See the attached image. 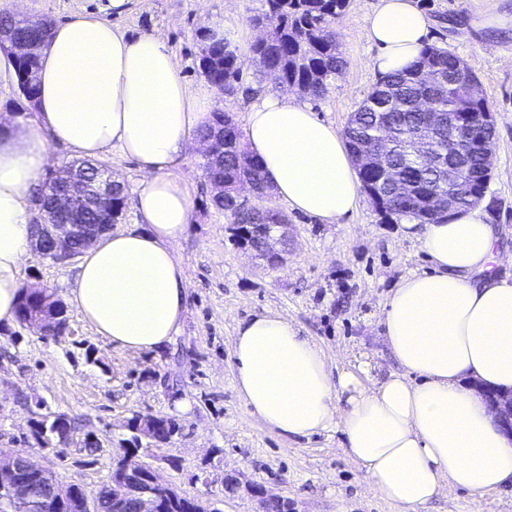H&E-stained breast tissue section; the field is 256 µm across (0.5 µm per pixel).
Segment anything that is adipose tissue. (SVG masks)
Wrapping results in <instances>:
<instances>
[{
	"label": "adipose tissue",
	"instance_id": "adipose-tissue-1",
	"mask_svg": "<svg viewBox=\"0 0 512 512\" xmlns=\"http://www.w3.org/2000/svg\"><path fill=\"white\" fill-rule=\"evenodd\" d=\"M430 20L415 0H379L365 19L383 73L412 65ZM36 117H0V323L17 319L21 267L32 255L28 190L53 146L134 159L139 227L102 235L81 257L71 291L98 336L127 352L159 353L181 328L186 283L175 247L193 201L182 168L210 120L207 87L190 89L159 38L129 36L88 13L54 27L41 52ZM244 143L273 192L324 224L358 206L360 183L336 127L290 93L259 100ZM429 271L402 277L383 310L397 368L373 385L333 373L323 350L278 314L238 321L235 388L251 416L286 437L341 424L370 490L417 512L456 489L482 498L512 483V438L484 399L512 392V276L498 274L497 230L482 208L426 224Z\"/></svg>",
	"mask_w": 512,
	"mask_h": 512
}]
</instances>
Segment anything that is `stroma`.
I'll list each match as a JSON object with an SVG mask.
<instances>
[{
	"label": "stroma",
	"mask_w": 512,
	"mask_h": 512,
	"mask_svg": "<svg viewBox=\"0 0 512 512\" xmlns=\"http://www.w3.org/2000/svg\"><path fill=\"white\" fill-rule=\"evenodd\" d=\"M432 24L428 44L467 62L491 108L496 147L491 180L481 205L499 233L504 258L499 274H512V0H416ZM378 0H349L334 30L345 66L327 95L310 101L316 116L344 130L352 112L379 79L371 61L377 49L364 20ZM262 0H129L117 14L110 0H0L16 18L63 22L96 13L128 35L152 34L174 53L191 88L206 78L200 68L205 34L223 26L238 48L244 91L216 93L215 108L245 125L256 96L279 92L257 81L249 46L260 36L250 18ZM498 17L510 25H495ZM191 151L182 171L190 183L192 217L176 247L186 288L182 328L161 355L112 347L77 312L69 334L32 335L19 324H0V448L28 453L64 484L92 490L108 482L116 457L132 444L128 423L138 414L175 416L181 430L170 442L142 441L140 461L159 467L169 485L196 497L206 512H265L268 501L288 512H400L370 492L347 454L340 427L307 438H286L251 417L235 390L232 343L238 321L272 311L294 321L322 348L334 372H359L373 383L396 365L381 341L385 301L399 280L430 267L421 243L403 221L380 213L361 195L353 214L337 224L289 211L292 245L286 263L268 268L232 241V226L211 201L214 190ZM76 263L59 265L32 254L21 270L37 285L69 300ZM189 412L173 415L177 401ZM63 414L71 443L44 444L34 431L35 410ZM98 438V456L83 449ZM233 476L234 491L224 487ZM421 512H512V485L474 500L465 490L439 495Z\"/></svg>",
	"instance_id": "stroma-1"
}]
</instances>
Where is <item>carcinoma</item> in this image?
Here are the masks:
<instances>
[{"instance_id":"obj_1","label":"carcinoma","mask_w":512,"mask_h":512,"mask_svg":"<svg viewBox=\"0 0 512 512\" xmlns=\"http://www.w3.org/2000/svg\"><path fill=\"white\" fill-rule=\"evenodd\" d=\"M349 0H266L268 10L255 16L260 23L266 17L277 24L275 36L267 41L250 45V52L258 71L268 74L277 72L279 79L301 87L304 94L313 99L322 98L332 79L344 66V59L336 42L333 25L346 9ZM54 26L53 20L38 31H33L21 21L9 15H0V27L11 32L18 40L48 41ZM210 64L201 65L204 76L224 93L234 94L241 88L242 74L238 66V49L231 41L211 39ZM458 57L433 45H425L419 59L410 67L386 74L367 94L353 112L344 130L351 157L361 149L374 145L383 125L390 126L395 145L389 153L386 165L391 174L398 177L404 193L385 201L373 200L377 209L399 220L417 224H433L444 218L434 212L430 198L437 190L448 194V184H439V173L430 165L416 161L406 152L407 138L421 126L430 123L433 113L463 117L465 112H488L490 108L482 97L469 95L467 85L475 80L474 74L463 78L457 69ZM468 122V134L459 143L465 152L466 174L478 191L485 185L486 170L480 143L492 144L495 140V124ZM224 131V161L204 160L205 178L220 176L229 185L236 179L252 178L265 183L261 164L245 148L237 149L233 143H241L242 132L233 119L218 110L210 123L201 131L209 137ZM384 174L381 167L365 168L358 172L362 187L378 184ZM214 205L227 213L233 224H254L258 215L237 204L232 188H227L224 199L213 198ZM161 424L157 441L164 443L178 433V423L168 417L157 416ZM116 488L112 482L101 485L93 492L97 512H112V495ZM192 497L184 493L180 497L164 496L159 512H191ZM17 512H57L50 491L39 480L30 496Z\"/></svg>"}]
</instances>
